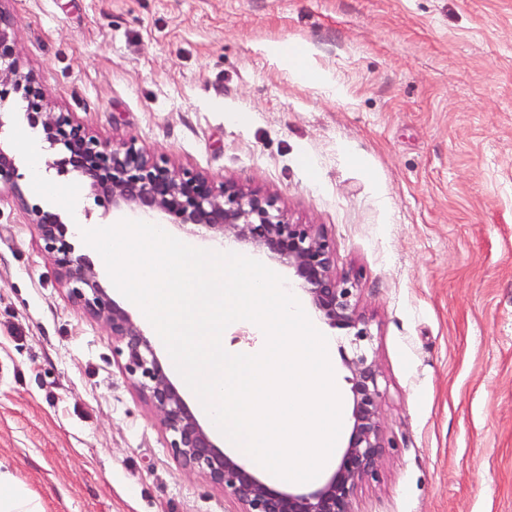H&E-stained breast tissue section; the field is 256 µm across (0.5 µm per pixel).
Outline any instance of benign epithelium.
Segmentation results:
<instances>
[{
  "instance_id": "1",
  "label": "benign epithelium",
  "mask_w": 512,
  "mask_h": 512,
  "mask_svg": "<svg viewBox=\"0 0 512 512\" xmlns=\"http://www.w3.org/2000/svg\"><path fill=\"white\" fill-rule=\"evenodd\" d=\"M26 103L29 122L42 129L44 139L62 147L49 167L60 175L75 172L85 178L98 204L133 210L171 227L192 232L203 227L216 238L251 248L288 268L291 284L315 316L329 328L350 337L352 356L344 357L350 372L351 430L334 471L309 489L277 490L218 448L211 431L190 410L157 356L152 336L102 287L98 274L75 254L72 238L58 214L29 204L18 180L15 156L0 144V185L9 187L30 223L37 226L59 279L70 299L102 321L119 344L125 370L158 412L169 434V448L185 468L228 491L241 512H355L359 485L378 476L385 454L380 421L382 393L379 368L370 354L372 333L360 313L355 281L336 274L334 250L323 229L288 218L278 199L245 188L235 181L217 185L208 176L181 170L133 143L107 149L67 112L49 107L43 85L24 70L14 19L0 8V103L11 95Z\"/></svg>"
}]
</instances>
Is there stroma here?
I'll return each mask as SVG.
<instances>
[{
    "instance_id": "35a3bbf8",
    "label": "stroma",
    "mask_w": 512,
    "mask_h": 512,
    "mask_svg": "<svg viewBox=\"0 0 512 512\" xmlns=\"http://www.w3.org/2000/svg\"><path fill=\"white\" fill-rule=\"evenodd\" d=\"M7 6L53 111L324 230L383 393L386 455L355 512H512V0ZM20 104L0 144L28 202L111 221ZM32 148L68 199L34 188ZM124 363L0 194V461L46 512H240L173 457Z\"/></svg>"
}]
</instances>
